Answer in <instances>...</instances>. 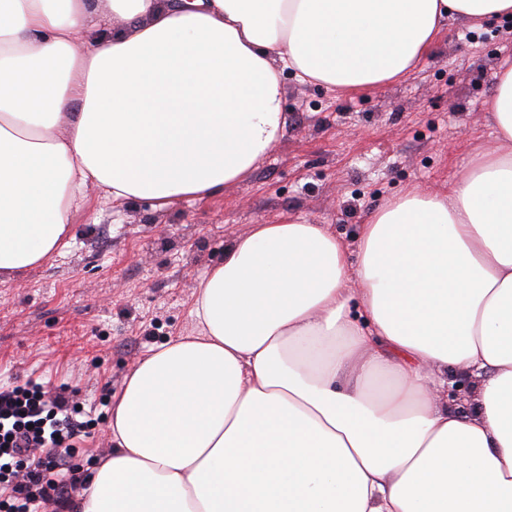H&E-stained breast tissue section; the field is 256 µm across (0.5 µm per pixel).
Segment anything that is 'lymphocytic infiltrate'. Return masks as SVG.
<instances>
[{"label":"lymphocytic infiltrate","mask_w":512,"mask_h":512,"mask_svg":"<svg viewBox=\"0 0 512 512\" xmlns=\"http://www.w3.org/2000/svg\"><path fill=\"white\" fill-rule=\"evenodd\" d=\"M66 391L42 383L0 385V491L9 512H65L82 480L72 462L75 439L86 435Z\"/></svg>","instance_id":"obj_1"}]
</instances>
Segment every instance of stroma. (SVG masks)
<instances>
[{
  "label": "stroma",
  "mask_w": 512,
  "mask_h": 512,
  "mask_svg": "<svg viewBox=\"0 0 512 512\" xmlns=\"http://www.w3.org/2000/svg\"><path fill=\"white\" fill-rule=\"evenodd\" d=\"M512 57V18L450 21L405 79L337 96L284 76L288 132L252 178L203 200L158 210L90 195L61 254L0 284V384L76 390L96 424L74 463L112 449L111 395L151 347L190 333L199 280L254 224H324L359 259L369 216L409 186L459 177L496 128L484 105Z\"/></svg>",
  "instance_id": "35a3bbf8"
}]
</instances>
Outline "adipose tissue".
<instances>
[{"label":"adipose tissue","instance_id":"ef3b65f1","mask_svg":"<svg viewBox=\"0 0 512 512\" xmlns=\"http://www.w3.org/2000/svg\"><path fill=\"white\" fill-rule=\"evenodd\" d=\"M451 16L512 0H0V282L70 246L89 187L166 209L249 180L284 70L368 93ZM486 110L496 145L374 212L358 263L321 224L228 245L194 331L112 397L74 512H512V65ZM478 381L474 377L465 373L453 374L448 371V395L447 391L444 398L458 408L460 411H466L473 399L474 391Z\"/></svg>","mask_w":512,"mask_h":512}]
</instances>
